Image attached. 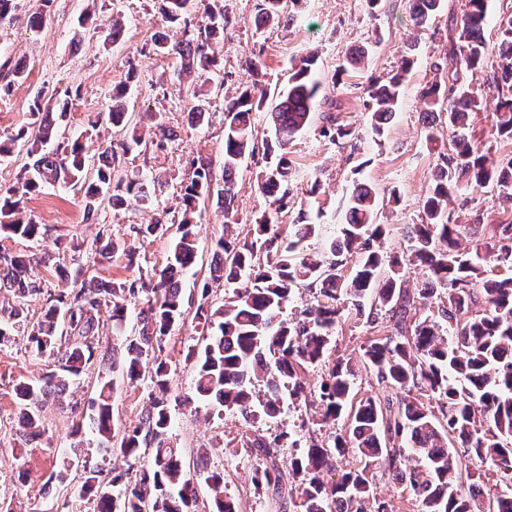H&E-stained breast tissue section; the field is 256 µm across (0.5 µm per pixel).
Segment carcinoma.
I'll use <instances>...</instances> for the list:
<instances>
[{
    "mask_svg": "<svg viewBox=\"0 0 512 512\" xmlns=\"http://www.w3.org/2000/svg\"><path fill=\"white\" fill-rule=\"evenodd\" d=\"M443 0H408L409 17L416 28L424 27L442 7ZM192 0H159L164 21L184 23ZM489 0H469L448 49L431 64L434 81L423 92L425 118L439 110L447 112L452 131L451 152L439 155L434 186L423 202L422 223L407 226L410 241L405 256H384L375 247L384 234L375 223L374 187L355 186L339 233L324 240L328 256L310 257L303 243L322 236L320 224H291L288 236L270 234L271 219L255 224L253 238L232 232L237 223L234 208L236 174L243 160L254 155L253 114L266 106V91L259 82L245 86L224 100L223 184L213 185L210 161L192 160V178L182 187L183 217L172 238L170 256L159 276L139 277L131 282H93L74 277L66 287L49 294L47 304L27 331V342L39 355L56 356L58 369L33 382L18 384L14 400L20 414L22 435L38 433L40 412L52 400L65 401L73 381L94 358L95 338L102 320L112 322L120 335L125 324L127 301L142 297L138 338L127 344L122 357L101 358L131 381L148 378L149 403L139 423L122 431L114 428L111 414L113 383L105 380L90 404L88 432L98 438V447L148 463L135 469L103 476L97 466H84L78 497L93 504L92 512H196V492L183 468V451L169 438L168 368L164 362L142 371L143 362L161 347L165 337L184 315L181 277L197 260L196 216L200 202L216 195L224 209V234L216 241L208 281L200 287L196 316L202 320L201 347H187L186 358L194 361V395L220 409L236 412L244 422L276 419L284 402L305 394L301 374L311 367L327 365L313 401L324 423L341 424L327 438L314 440L301 454L280 461L278 449L300 447L292 433L283 431L273 439L248 437L243 447L260 461L253 474L256 489L280 500V508L299 507V512H397L390 502L373 497L371 468L382 465L409 490L418 512H512V224L491 227L490 246L483 254L461 249L463 234L475 230L459 224L448 212L451 193L466 182L490 188L495 197L512 201V159L503 163L483 151L467 134L471 116L487 107L477 74L485 63L498 58L490 80L497 88L494 135L512 139V13L499 17L500 36L494 45L484 38L489 19ZM273 0H264L259 25L289 24ZM227 20L215 0L206 20L193 26V33L174 43L157 38V55H175L181 60L179 76L192 99L189 122L196 126L209 118L208 91L224 86L220 76L217 44L224 38ZM368 56L364 47L349 53L338 74L360 68ZM317 60L309 54L294 68L288 89L271 107L275 138L262 143L267 159L258 175L263 195L278 208L288 206V178L292 175L288 144L310 122L312 112L322 110L324 132L338 144H346L352 130L336 122L333 110L339 102L319 99L321 83L315 78ZM414 59L406 56L397 71L383 82L366 87L372 125L384 130L396 113L402 84ZM11 79L0 83V95L10 93L14 83L26 79V68L10 69ZM127 89L110 95L105 120L123 134L115 147L89 162L86 148L76 138H57L65 111L56 112L45 95L34 98L31 114L34 129L25 126L0 135V160L21 149L31 158L12 187L0 188V236L39 239L42 225L28 217L25 198L43 183L53 182L81 193L85 221H90L102 201L114 207L147 197L146 184L116 177L124 157L147 144L160 149L168 129L163 113L153 115L155 139L133 124L126 107ZM80 250L65 244L57 258L36 259L35 254L0 252V283L11 297L0 302V346L14 340L16 326L25 321L27 300L41 293L28 277L38 260L61 269L65 252ZM119 244L104 233L95 240L101 264L112 262ZM420 266L426 279L417 293L407 286L406 268ZM504 268L507 275L494 269ZM224 283L232 296L211 309L207 304L211 284ZM305 284L315 304L296 322L279 314L295 285ZM439 297L435 312L416 315L417 298ZM394 333L368 341L358 359L328 362L333 333L339 318L347 314L375 324L378 314ZM106 317H101V314ZM375 374L387 392L357 398L358 373ZM423 391L435 405L412 395ZM357 455L354 467L339 468L346 453ZM495 467L502 484L492 495L473 480L470 465ZM194 468L203 477L215 507L214 512H236L224 491V474L210 468L207 448L197 451Z\"/></svg>",
    "mask_w": 512,
    "mask_h": 512,
    "instance_id": "carcinoma-1",
    "label": "carcinoma"
}]
</instances>
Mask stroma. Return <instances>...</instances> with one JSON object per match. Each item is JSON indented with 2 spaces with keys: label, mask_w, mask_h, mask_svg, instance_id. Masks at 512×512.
<instances>
[{
  "label": "stroma",
  "mask_w": 512,
  "mask_h": 512,
  "mask_svg": "<svg viewBox=\"0 0 512 512\" xmlns=\"http://www.w3.org/2000/svg\"><path fill=\"white\" fill-rule=\"evenodd\" d=\"M229 22L219 57L223 65L224 87L211 91L208 123L193 126L187 112L191 99L179 86L176 56L152 51L156 31L173 39L179 29L163 26L156 0H53L44 26L36 31L26 26L28 15L40 7L39 0H18L17 18L0 23V63L10 60L24 64L27 77L15 83L10 95L0 97V134L14 132L33 121L30 107L40 90L56 91V104H67L62 123L66 137L87 135L89 154L102 152L118 135L111 125L92 129L99 112L105 111L115 87L128 85V109L133 120L144 114L163 113L171 130L164 148L129 154L119 171L120 177L150 181L157 173L170 179L151 189L147 201L122 208L102 204L93 221L83 219L80 198L56 185H44L30 195L26 212L48 231L40 241L0 236V248L10 252H54L58 235H67L81 246L75 260L65 263L68 273L84 279L109 281L152 275L166 265L170 236L143 238L136 227L161 219L177 226L181 219L180 187L192 176L191 160L209 159L214 179H221L224 162V98L252 81L249 65L262 60L260 78L269 96L288 86V78L299 59L307 53L318 55L316 78L321 96L340 101V124L353 130V141L338 147L324 136L321 114H314L309 125L289 146L294 175L289 184V204L278 213L277 231L287 232L300 220L315 224H340L344 206L354 181L368 183L378 192L377 221L389 225L382 248L402 254L408 246L406 227L421 221V206L434 184L438 155L448 149V128L444 117L426 124L421 92L433 78L430 64L448 47L453 20L459 19L466 0H444L441 10L421 29H414L407 0H287L285 9L296 16L286 26L256 28L262 0H221ZM121 17L125 29L116 43L106 42L104 31L112 17ZM363 46L369 51L364 72L335 82L334 72L348 52ZM416 63L405 82L395 119L383 134L373 132L364 107L363 87L369 78L384 77L395 70L404 55ZM137 63V74H130V63ZM261 158L245 159L237 175L240 236H252L262 214L275 211L271 200L257 189L256 175ZM449 210L460 223L481 220L478 240H487L493 224L512 223V205L500 204L486 189L462 187L452 195ZM276 212V211H275ZM224 211L216 198L205 203L198 227L199 260L184 278V320L169 335L157 356L169 365L168 404L171 414L169 435L192 457L199 448L211 451L217 470L224 473V486L238 506V512H280L271 499L255 491L251 483L256 460L243 442L253 434L274 437L293 431L300 440L328 435L332 427L318 424L310 402L284 406L273 420L244 423L235 413L217 411L195 400L194 367L186 361L189 345L196 339L194 319L198 304L197 282L207 273L213 244L222 232ZM104 233L120 244L134 247L135 266H128L124 255L112 262L99 263L94 239ZM139 299L127 303V326L123 336H101L97 361L91 362L75 381L65 407L47 404L42 412L41 436L23 441L14 387L22 380H37L55 370L54 357L32 352L23 335L0 346V507L7 512H88L87 503L78 501L74 489L80 484L87 461L101 464L104 472L125 469L123 458L106 454L88 442L87 434L76 433L86 421L88 403L98 385L112 381V421L117 428L138 424L148 402V380L127 382L121 373L100 364L99 358L113 349H124L138 335L136 316ZM377 330L343 317L334 333L332 357H356ZM66 471L65 482L52 478Z\"/></svg>",
  "instance_id": "obj_1"
}]
</instances>
